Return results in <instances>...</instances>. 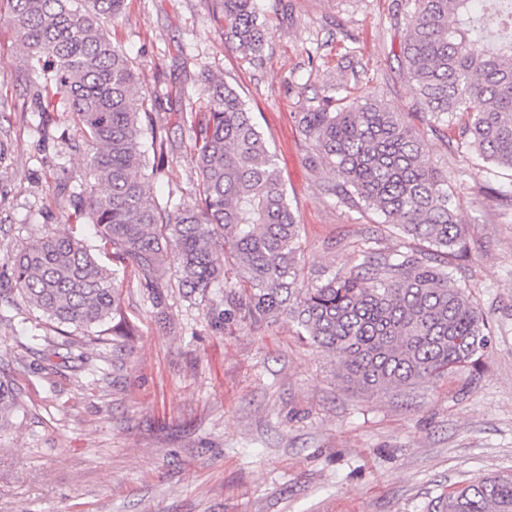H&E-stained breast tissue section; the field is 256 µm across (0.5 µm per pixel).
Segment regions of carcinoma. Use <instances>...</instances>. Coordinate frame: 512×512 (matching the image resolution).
I'll use <instances>...</instances> for the list:
<instances>
[{"label": "carcinoma", "instance_id": "1", "mask_svg": "<svg viewBox=\"0 0 512 512\" xmlns=\"http://www.w3.org/2000/svg\"><path fill=\"white\" fill-rule=\"evenodd\" d=\"M125 0H8L43 81L25 109L42 119L71 112L85 182L58 178L56 194L76 219L94 225L104 265L84 239L45 229L7 258L8 279L28 306L59 327L83 333L112 319V373L126 368L137 326L123 314L120 278L131 277L161 305L174 272L182 295L206 308L210 325L272 326L282 319L339 368L341 383L366 393L415 389L477 367L491 328L471 294L448 272L468 246L455 222L459 200L448 171L424 163L423 139L404 113L356 96L348 83L298 124L312 143L309 163L331 176L328 193L384 217L409 242L370 241L343 270L304 274L301 224L281 168L237 90L206 79L205 112L195 123L199 198L161 204L145 189L148 152L165 139L147 107L134 62L105 26ZM496 5L505 31L482 43L472 0H413L397 57L414 85V113L443 142L512 172V0ZM225 39L254 65L264 61V21L254 0H213ZM150 145L143 147L145 131ZM222 286L219 298L210 288ZM24 410L15 371L0 369V421ZM430 512H512V473L481 477L441 493Z\"/></svg>", "mask_w": 512, "mask_h": 512}]
</instances>
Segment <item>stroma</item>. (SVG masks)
<instances>
[{
	"label": "stroma",
	"mask_w": 512,
	"mask_h": 512,
	"mask_svg": "<svg viewBox=\"0 0 512 512\" xmlns=\"http://www.w3.org/2000/svg\"><path fill=\"white\" fill-rule=\"evenodd\" d=\"M409 0H257L267 19L265 62L253 67L225 42L211 0H125L106 31L135 62L165 159L147 188L189 203L199 172L194 118L204 79L234 86L276 154L303 226V263L350 265L369 237L393 247L382 218L325 191L308 162L297 115L362 72L358 95L394 111L416 107L396 60ZM7 0H0V258L45 227L81 232L52 191L58 173L81 184L80 157L62 141L44 149L36 113L22 111L34 74ZM423 159L447 169L460 197L468 255L453 275L492 327L478 368L392 393L345 390L338 369L288 321L212 328L201 307L165 290V322L124 286L131 342L112 383V326L95 342L52 331L29 344L40 321L0 277V367L14 369L26 407L0 429V512H427L456 483L512 470V211L485 199L512 195V177L473 166L423 133Z\"/></svg>",
	"instance_id": "obj_1"
}]
</instances>
